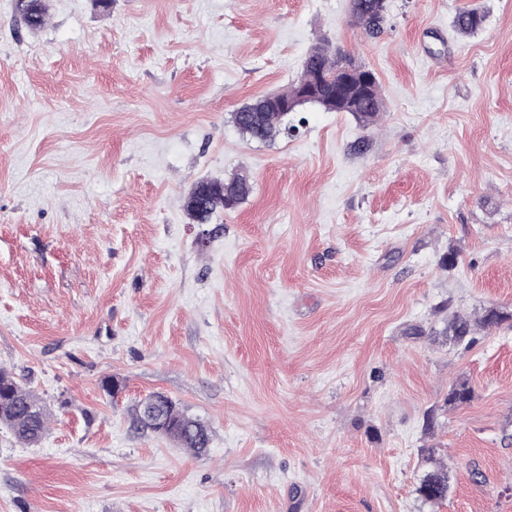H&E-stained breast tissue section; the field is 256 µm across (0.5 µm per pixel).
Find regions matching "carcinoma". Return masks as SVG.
Masks as SVG:
<instances>
[{"mask_svg": "<svg viewBox=\"0 0 512 512\" xmlns=\"http://www.w3.org/2000/svg\"><path fill=\"white\" fill-rule=\"evenodd\" d=\"M16 12L26 27L32 31L42 28L45 23V8L42 0H17ZM351 14L357 26L371 35L380 30L386 21L382 0H351ZM485 20L483 11L468 7L458 11L454 28L461 35H470L479 30ZM353 57L334 47L328 41H318L309 50L302 65L298 80L289 88L276 92L272 99L260 96L232 113V122L244 136L257 141H272L278 136H288L298 130L284 115L282 104L298 96L303 87L319 80L317 100L313 105L321 106V100L330 96L341 99L336 107L338 112H348L357 121L369 126L385 112V101L377 76L364 84L352 79L342 88L336 87V73L350 65ZM252 192V182L246 173H237L223 182L202 181L189 193L185 205L192 220L204 224L219 211L233 210L244 202ZM512 319V314L496 307L473 321L466 316L455 314L449 319L457 343L470 347L474 342L475 327L490 328ZM472 389L465 382L453 384L444 406L456 408L470 401ZM157 423L146 422L143 401L133 407L134 421L143 430L165 436L199 457L205 454L211 441V430L201 420L183 413L169 397H162L155 407ZM49 411L43 401L27 390L14 378L12 373L0 368V424L6 425L18 442L35 445L47 431ZM431 469L423 476L417 493L425 503L437 504L448 497L447 466L434 457H429Z\"/></svg>", "mask_w": 512, "mask_h": 512, "instance_id": "carcinoma-1", "label": "carcinoma"}]
</instances>
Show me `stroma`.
Listing matches in <instances>:
<instances>
[{
  "label": "stroma",
  "mask_w": 512,
  "mask_h": 512,
  "mask_svg": "<svg viewBox=\"0 0 512 512\" xmlns=\"http://www.w3.org/2000/svg\"><path fill=\"white\" fill-rule=\"evenodd\" d=\"M44 4L31 32L0 0V367L52 413L33 447L0 426V512H512V325L444 333L512 311V0H386L374 36L350 0ZM320 38L386 116L243 138ZM239 172L243 203L189 218ZM154 392L205 455L137 428ZM484 20L485 15L481 9L468 7L456 13L454 28L461 35H470L482 27ZM252 188L247 173H237L224 182H199L187 197V214L200 224L207 223L216 212L235 209L249 197ZM512 319V314L493 307L486 310L485 314L472 323L471 319L460 314H454L448 322V329L451 330L457 343L470 347L474 342L473 337L475 326L490 328ZM427 460L432 463L431 469L423 476L417 493L424 503L437 504L448 497L447 466L433 456Z\"/></svg>",
  "instance_id": "35a3bbf8"
}]
</instances>
